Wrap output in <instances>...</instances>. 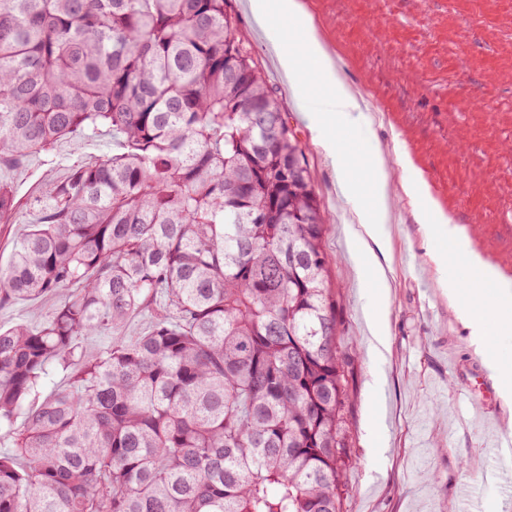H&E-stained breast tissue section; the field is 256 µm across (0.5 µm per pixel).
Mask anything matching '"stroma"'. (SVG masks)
I'll use <instances>...</instances> for the list:
<instances>
[{"label":"stroma","mask_w":512,"mask_h":512,"mask_svg":"<svg viewBox=\"0 0 512 512\" xmlns=\"http://www.w3.org/2000/svg\"><path fill=\"white\" fill-rule=\"evenodd\" d=\"M346 80L363 93L371 119L361 129L337 131L341 152L355 162L379 144L394 182L403 171L395 152H408L439 208L459 224L470 249L512 280V0H304ZM238 30L267 84L282 101L300 141L320 207L329 220L324 239L336 313L352 358L349 435L356 459L344 487L347 512H457L460 487L484 501V512H512V489L494 476L491 446L512 433V395L448 302L432 260L431 225L420 223L412 202L398 195L381 228L389 249L377 253L386 269L391 352L378 396L368 388L371 361L364 349L365 313L372 299L359 284L349 213L339 172L310 129L327 93L312 86L294 98L276 58L249 11L233 0ZM111 133L80 144L61 143L54 163L33 155L0 167L20 201L12 223L0 224V264L26 225L39 221L31 199L65 179L71 164L111 155ZM55 304L20 298L0 308V327H39ZM483 384L490 399L473 413L471 389ZM386 425L385 453L368 449L364 427L374 415Z\"/></svg>","instance_id":"stroma-1"}]
</instances>
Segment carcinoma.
Returning <instances> with one entry per match:
<instances>
[{
    "mask_svg": "<svg viewBox=\"0 0 512 512\" xmlns=\"http://www.w3.org/2000/svg\"><path fill=\"white\" fill-rule=\"evenodd\" d=\"M104 129L0 267V307L61 297L0 331V512H344L326 220L231 0H0V166Z\"/></svg>",
    "mask_w": 512,
    "mask_h": 512,
    "instance_id": "carcinoma-1",
    "label": "carcinoma"
}]
</instances>
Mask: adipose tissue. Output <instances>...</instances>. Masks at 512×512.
Masks as SVG:
<instances>
[{
  "instance_id": "ef3b65f1",
  "label": "adipose tissue",
  "mask_w": 512,
  "mask_h": 512,
  "mask_svg": "<svg viewBox=\"0 0 512 512\" xmlns=\"http://www.w3.org/2000/svg\"><path fill=\"white\" fill-rule=\"evenodd\" d=\"M250 11L264 33L269 50L275 55L279 68L291 91L298 96L307 95L308 89L299 77L301 66H308L319 84L329 93L332 111L339 127L347 128L366 118V108L361 91L349 84L342 76L337 58L319 33L301 0H249ZM288 18L301 32L297 47H290L281 29L272 22L273 17ZM317 139L340 171V187L345 202L359 226L358 237L362 243L356 254L358 266L368 272V287L387 290L388 277L379 265L373 251L385 248L379 225L390 220L393 192L391 175L382 150L370 156L372 166L371 199L363 201L356 192L353 168L346 163L330 129L316 124ZM404 171V189L425 210L437 226V233L448 244L463 248L464 240L458 225L438 209L431 198L423 176L415 171L407 152L397 155ZM472 277L450 284L448 296L457 299L460 293H468L470 302L462 309V320L472 330L480 349L491 350L493 361H500L499 349L504 336L512 332V282L501 277L498 270L484 262L475 253H467Z\"/></svg>"
}]
</instances>
